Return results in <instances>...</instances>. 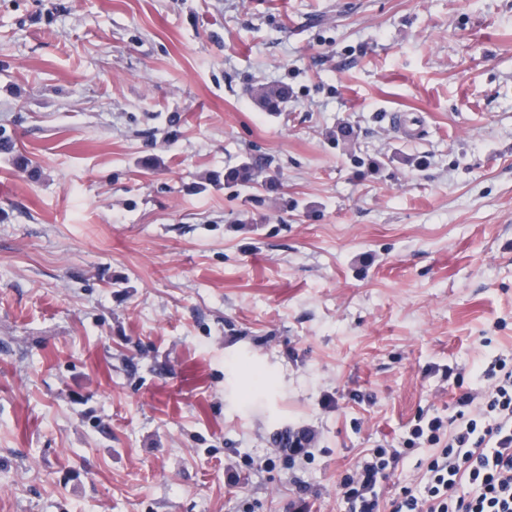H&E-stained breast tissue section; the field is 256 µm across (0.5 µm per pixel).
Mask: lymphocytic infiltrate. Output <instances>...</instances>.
<instances>
[{"label":"lymphocytic infiltrate","instance_id":"f902f5d3","mask_svg":"<svg viewBox=\"0 0 512 512\" xmlns=\"http://www.w3.org/2000/svg\"><path fill=\"white\" fill-rule=\"evenodd\" d=\"M476 371L481 385L462 392L452 419L419 415L401 447L364 451L338 486L345 512H512V358ZM415 451L416 476L394 482Z\"/></svg>","mask_w":512,"mask_h":512}]
</instances>
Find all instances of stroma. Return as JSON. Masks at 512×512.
<instances>
[{
  "label": "stroma",
  "mask_w": 512,
  "mask_h": 512,
  "mask_svg": "<svg viewBox=\"0 0 512 512\" xmlns=\"http://www.w3.org/2000/svg\"><path fill=\"white\" fill-rule=\"evenodd\" d=\"M491 352L512 0H0V512H343ZM252 97L258 108L272 118H280L287 112L291 93L288 86H260L251 90ZM272 160L263 157H248L234 166L224 169V189L233 192V195L244 194L246 200L257 202L253 192L260 189L273 191L278 184L272 176H264L271 166Z\"/></svg>",
  "instance_id": "stroma-1"
}]
</instances>
